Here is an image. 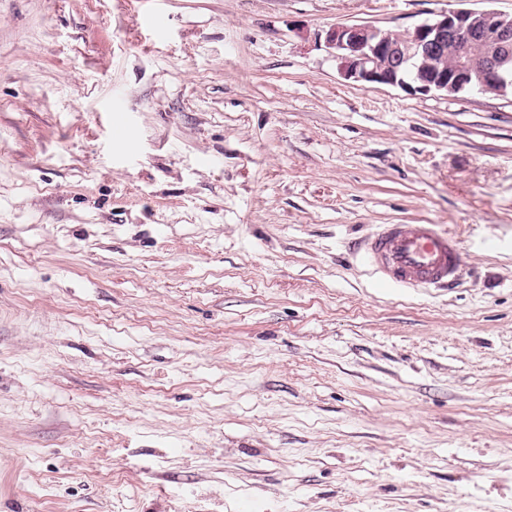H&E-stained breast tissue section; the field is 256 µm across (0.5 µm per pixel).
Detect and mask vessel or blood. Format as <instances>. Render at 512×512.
I'll return each instance as SVG.
<instances>
[{"label": "vessel or blood", "mask_w": 512, "mask_h": 512, "mask_svg": "<svg viewBox=\"0 0 512 512\" xmlns=\"http://www.w3.org/2000/svg\"><path fill=\"white\" fill-rule=\"evenodd\" d=\"M384 285L446 288L462 271L458 237L435 224H384L353 252Z\"/></svg>", "instance_id": "b4317fda"}]
</instances>
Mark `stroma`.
I'll return each mask as SVG.
<instances>
[{
  "instance_id": "stroma-1",
  "label": "stroma",
  "mask_w": 512,
  "mask_h": 512,
  "mask_svg": "<svg viewBox=\"0 0 512 512\" xmlns=\"http://www.w3.org/2000/svg\"><path fill=\"white\" fill-rule=\"evenodd\" d=\"M146 5L0 0V512H512V102L325 45L512 0ZM386 286L448 288L460 278L458 237L438 224H382L353 252Z\"/></svg>"
}]
</instances>
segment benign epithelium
I'll return each mask as SVG.
<instances>
[{"mask_svg":"<svg viewBox=\"0 0 512 512\" xmlns=\"http://www.w3.org/2000/svg\"><path fill=\"white\" fill-rule=\"evenodd\" d=\"M344 79L448 96L499 93L512 60V16L493 10H449L403 36L362 25L326 34Z\"/></svg>","mask_w":512,"mask_h":512,"instance_id":"7a95c632","label":"benign epithelium"}]
</instances>
